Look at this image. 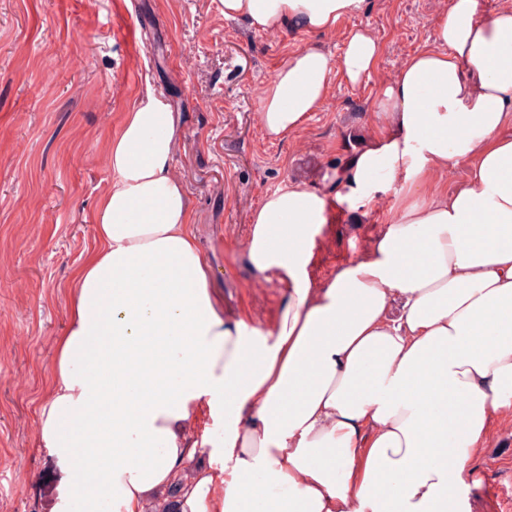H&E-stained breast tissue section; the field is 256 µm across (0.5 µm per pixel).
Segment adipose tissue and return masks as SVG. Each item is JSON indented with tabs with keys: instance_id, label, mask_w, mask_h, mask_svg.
<instances>
[{
	"instance_id": "adipose-tissue-1",
	"label": "adipose tissue",
	"mask_w": 512,
	"mask_h": 512,
	"mask_svg": "<svg viewBox=\"0 0 512 512\" xmlns=\"http://www.w3.org/2000/svg\"><path fill=\"white\" fill-rule=\"evenodd\" d=\"M221 2L258 31L324 34L364 0ZM435 41L378 96L387 131L334 188L292 182L253 211L246 261L285 290L267 331L225 319L209 286L172 167L177 113L153 95L126 113L39 406L37 443L62 471L51 512H161L175 484L181 512H448L512 407V8L450 0ZM380 54L361 28L339 56L287 54L259 97L267 136L300 130ZM395 184L373 246L316 283L330 213Z\"/></svg>"
}]
</instances>
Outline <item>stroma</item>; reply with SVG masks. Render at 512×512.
Returning a JSON list of instances; mask_svg holds the SVG:
<instances>
[{
    "label": "stroma",
    "mask_w": 512,
    "mask_h": 512,
    "mask_svg": "<svg viewBox=\"0 0 512 512\" xmlns=\"http://www.w3.org/2000/svg\"><path fill=\"white\" fill-rule=\"evenodd\" d=\"M450 0H364L315 36L258 32L225 19L221 0H0V512H51L60 472L37 446V407L67 324L74 270L95 246L93 212L114 174L108 145L125 112L154 94L178 112L172 166L212 264L225 317L271 328L284 290L257 283L243 258L250 217L268 192L326 187L384 124L378 94L418 49L434 44ZM133 26L137 41L122 37ZM367 29L382 54L370 78L335 79L322 108L290 138L260 125L259 94L287 53L316 42L339 54ZM400 186L369 211L333 212L312 269L325 282L368 249ZM512 481V408L499 411L471 458L464 512H499L490 484Z\"/></svg>",
    "instance_id": "1"
}]
</instances>
